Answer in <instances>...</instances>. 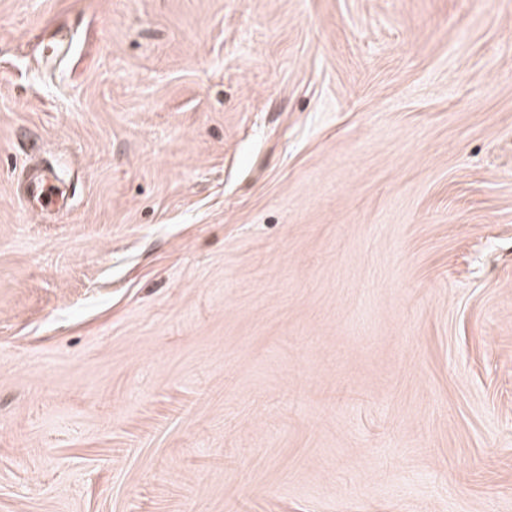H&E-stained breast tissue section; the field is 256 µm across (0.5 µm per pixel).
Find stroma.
I'll return each instance as SVG.
<instances>
[{
    "label": "stroma",
    "mask_w": 512,
    "mask_h": 512,
    "mask_svg": "<svg viewBox=\"0 0 512 512\" xmlns=\"http://www.w3.org/2000/svg\"><path fill=\"white\" fill-rule=\"evenodd\" d=\"M0 512H512V0H0ZM24 200L30 211L45 215L58 211L65 203V185L53 175L26 174Z\"/></svg>",
    "instance_id": "35a3bbf8"
}]
</instances>
